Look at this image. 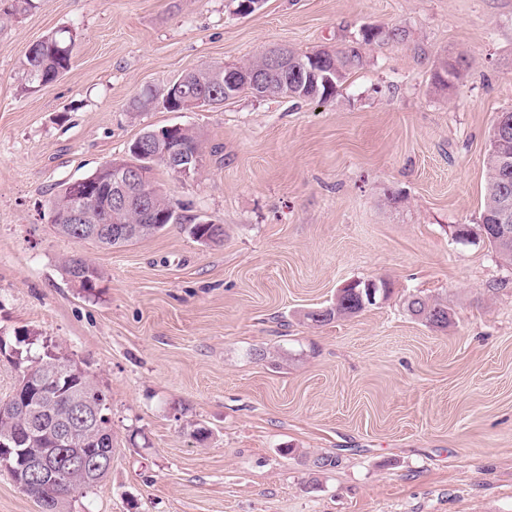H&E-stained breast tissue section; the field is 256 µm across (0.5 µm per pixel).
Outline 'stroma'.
<instances>
[{
    "mask_svg": "<svg viewBox=\"0 0 512 512\" xmlns=\"http://www.w3.org/2000/svg\"><path fill=\"white\" fill-rule=\"evenodd\" d=\"M365 26L408 38L328 101L130 108L186 71ZM64 27L69 70L24 92L28 48ZM458 55L466 78L438 90ZM507 110L512 0H263L246 16L237 0H35L0 21V336L59 344L109 404L112 471L69 512H512V263L476 228ZM178 123L202 165L157 167L156 187L222 243L182 224L114 249L55 231L63 183ZM72 254L103 272L93 293L62 269ZM370 279L390 297L307 320ZM414 294L447 300L453 324L410 316ZM471 66V61L465 56L443 58L433 72L434 84L440 89H448L463 80L464 72ZM350 286H355V283H349L339 290L336 294V302L333 303L332 307L309 312L306 318L316 325H322L335 318L338 320L355 317L368 308V305L374 304L370 303L363 306L358 293L354 292V289H362L364 292V288H349Z\"/></svg>",
    "mask_w": 512,
    "mask_h": 512,
    "instance_id": "obj_1",
    "label": "stroma"
}]
</instances>
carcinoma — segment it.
<instances>
[{
	"label": "carcinoma",
	"instance_id": "cac0c4a2",
	"mask_svg": "<svg viewBox=\"0 0 512 512\" xmlns=\"http://www.w3.org/2000/svg\"><path fill=\"white\" fill-rule=\"evenodd\" d=\"M407 33L400 28L386 29L380 33H373L361 29L354 40L337 47L331 51L323 50L325 57L324 67L317 77L315 84L300 82L293 76H288V84L284 85L277 77L268 79V85L263 88L266 97H289L300 100L317 98L325 100L336 94L338 89L347 81L348 77L366 63V49L370 46H381L388 43H402ZM74 42L73 30L70 28L56 31L36 43V48L26 53L23 60L25 86L27 92L36 91L59 80L70 68L72 44ZM471 66V61L465 56L456 58H443L436 65L433 72L434 84L440 89H448L463 80L464 72ZM225 69L222 66H205L184 74L186 79V93L172 103L173 111H190L194 107V100L199 96L214 95L227 101L244 92H254L251 87L238 84L228 89L224 88ZM152 150L163 155L175 146L189 154L204 156V145L200 135L191 127L171 137V140L155 139L151 141ZM112 163L100 167L96 172L87 176L94 183L93 192L96 202L89 203L90 219L88 223L99 227L97 242L109 247L119 248L128 245L140 238L154 235L164 230L169 224H188L191 234L202 242L221 243L224 241V225L199 224L195 218L186 215L188 206L181 202H174L159 193L154 181H149L144 193L154 199L155 207L167 213L165 223L152 227L142 226L138 233L122 239L112 238L114 222L139 224L140 212L133 207L117 217L108 210L109 197L112 189V172L109 168ZM76 188L74 183L68 182L50 200L49 215L53 216L51 223L56 231L74 241H81L83 237L74 231L75 225L65 221ZM512 199V172L501 171L495 143H490L486 158V184L483 206L480 213L481 228L489 245L501 256L512 261V244L500 245L493 239L494 225L503 197ZM67 274L72 277H83L85 282L81 288L86 291L95 289L96 282L101 278L99 269L88 259L84 258L81 264L68 258L63 261ZM407 311L420 319L425 325H430L429 316L436 312H446L449 315L443 328L452 323L454 313L448 307V302L442 299H431L418 294L411 295L406 300ZM365 310L358 293L352 288H342L336 294L335 304L325 310H316L307 313L306 318L316 325H322L334 319H348L355 317ZM14 364L19 368L37 369L45 377V386L18 393L19 402L9 420L0 423V434L8 433L21 440V447L27 449L28 455L52 451L56 448L78 447L74 443L68 445L59 440L53 432L52 419L77 412L85 402L102 401V413H108L106 395L99 392L94 379L85 371L71 368L65 372L59 370L55 364L58 359L65 358L57 344L42 342L38 354L22 355L17 348L12 349ZM93 488L91 484H83L69 478L64 465H59L57 484L54 487H44L38 490L45 502V512H67L68 503L57 506L54 502L55 494L62 491L66 494H82Z\"/></svg>",
	"mask_w": 512,
	"mask_h": 512
}]
</instances>
